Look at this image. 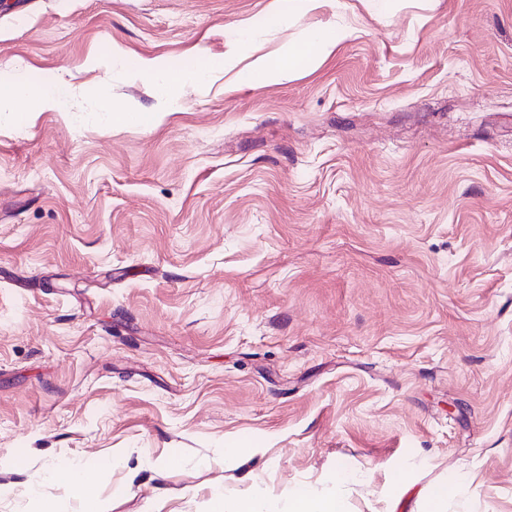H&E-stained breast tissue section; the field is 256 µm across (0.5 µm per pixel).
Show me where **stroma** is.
Here are the masks:
<instances>
[{
	"label": "stroma",
	"mask_w": 512,
	"mask_h": 512,
	"mask_svg": "<svg viewBox=\"0 0 512 512\" xmlns=\"http://www.w3.org/2000/svg\"><path fill=\"white\" fill-rule=\"evenodd\" d=\"M19 79L79 95L0 124V512H81L66 463L106 512H512V0H0ZM351 34L348 28H341L340 31L316 30L310 36L309 46L314 47L322 54H330L336 44ZM301 61L302 58L299 55L292 51H288V53L279 55L272 61H258L255 68L257 71H267L274 77H282L286 75L289 77ZM61 475L81 502L83 512H102L97 501L98 473L95 470L74 466L62 470ZM454 482H441L431 486L425 496L424 512H443L442 505L454 491ZM290 512H348V510L337 490L335 494L326 491L312 494L308 489L303 488L295 492ZM212 512H281L276 501L255 493L251 498L228 501L223 493L215 496Z\"/></svg>",
	"instance_id": "stroma-1"
}]
</instances>
